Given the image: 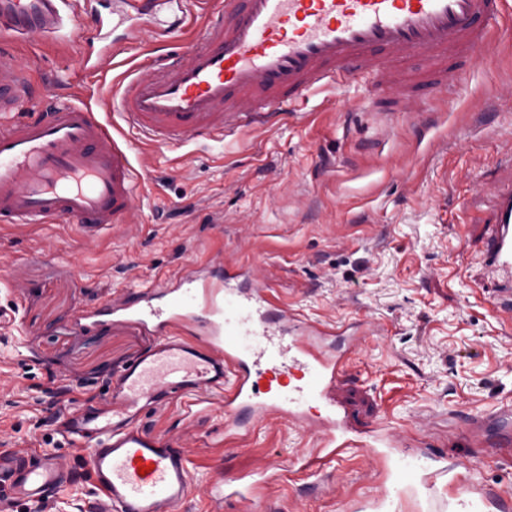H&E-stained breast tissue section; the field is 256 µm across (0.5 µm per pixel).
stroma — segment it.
Wrapping results in <instances>:
<instances>
[{"instance_id":"stroma-1","label":"stroma","mask_w":512,"mask_h":512,"mask_svg":"<svg viewBox=\"0 0 512 512\" xmlns=\"http://www.w3.org/2000/svg\"><path fill=\"white\" fill-rule=\"evenodd\" d=\"M80 0L62 25L33 41L0 32V51L34 90L92 107L132 135L110 100L129 71L152 73L161 31L189 53L224 0H158L149 17L99 34ZM197 20L183 32V17ZM495 50L466 61L467 81L420 91L397 108L389 89L361 79L306 92L267 128L182 145L139 146L138 189L121 224L86 239L77 224H0V450L57 451L71 486L50 512H91L87 452L69 448L63 419L109 403V385L156 343L134 323L80 330L94 301L162 285L217 254L253 265L282 303L321 324L363 322L353 376L340 394L349 424L399 435L423 460L463 461L479 486L512 485V443L492 431L467 437V418L512 407V315L491 302L480 226L512 152V15ZM124 45L113 55V42ZM144 427L175 439L190 459L193 494L178 512H208L206 484L257 470L250 502L223 512H376L389 482L383 461L350 449L305 470L314 431L279 417L248 435L224 431V409L185 416L169 403Z\"/></svg>"}]
</instances>
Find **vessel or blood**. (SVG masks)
<instances>
[{"instance_id": "obj_1", "label": "vessel or blood", "mask_w": 512, "mask_h": 512, "mask_svg": "<svg viewBox=\"0 0 512 512\" xmlns=\"http://www.w3.org/2000/svg\"><path fill=\"white\" fill-rule=\"evenodd\" d=\"M61 0H0V26L36 38L58 28ZM506 0H225V14L205 25L206 45L189 56L161 54L153 74L126 77L117 90L124 123L157 145H178L275 122L311 88L340 86L357 75L389 84L394 100L414 86L427 90L463 82L459 60L489 51ZM425 60L415 79H394L398 65ZM30 80L0 56V223L78 224L96 238L121 223L137 188L133 150L120 144L91 106L44 94L36 112ZM494 190L481 233L484 265L500 287L501 311L512 310V154ZM212 273L191 270L174 285L147 288L116 306L75 315L83 328L136 322L160 337L129 362L113 386L106 413L73 412L64 423L68 445L88 451L96 512H177L192 489L189 461L177 442L137 420L146 407L179 400L185 414L223 395L235 427L267 416L300 422L319 408L318 459L356 448L374 456L392 449V487H416L434 499L447 485L448 512H479L486 497L460 465L425 471L409 466L400 439L351 433L338 388L351 376L349 352L323 350L328 338L354 340L358 324L304 321L276 301L245 262L212 259ZM264 372L257 388L253 375ZM0 474L13 496L36 505L71 478L54 451L34 465L0 455Z\"/></svg>"}]
</instances>
